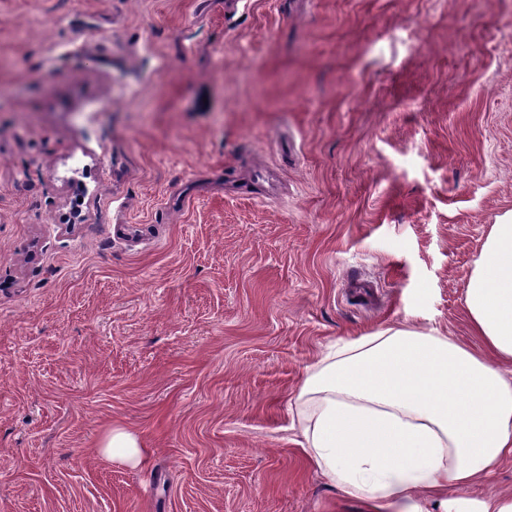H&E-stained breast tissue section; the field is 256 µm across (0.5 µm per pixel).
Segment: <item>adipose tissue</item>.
<instances>
[{
  "label": "adipose tissue",
  "instance_id": "ef3b65f1",
  "mask_svg": "<svg viewBox=\"0 0 512 512\" xmlns=\"http://www.w3.org/2000/svg\"><path fill=\"white\" fill-rule=\"evenodd\" d=\"M481 352L405 328L344 340L308 372L296 397L304 448L343 497L371 512H512V497L463 490L512 457V220L493 225L465 289ZM100 452L137 465V434L115 428Z\"/></svg>",
  "mask_w": 512,
  "mask_h": 512
}]
</instances>
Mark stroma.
<instances>
[{
    "label": "stroma",
    "mask_w": 512,
    "mask_h": 512,
    "mask_svg": "<svg viewBox=\"0 0 512 512\" xmlns=\"http://www.w3.org/2000/svg\"><path fill=\"white\" fill-rule=\"evenodd\" d=\"M260 163L284 196L226 187ZM509 216L512 0H0V512H363L306 371L479 347ZM99 452L109 460L138 465L142 462L143 444L137 434L123 428H113L105 434Z\"/></svg>",
    "instance_id": "35a3bbf8"
}]
</instances>
